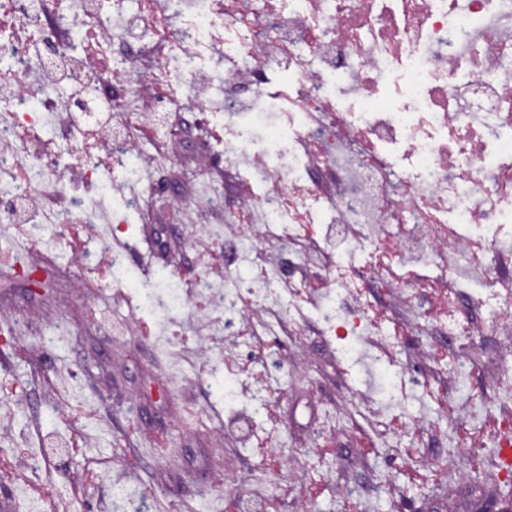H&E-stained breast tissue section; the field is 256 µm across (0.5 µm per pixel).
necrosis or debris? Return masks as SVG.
<instances>
[{
  "label": "necrosis or debris",
  "instance_id": "4bbe7bcc",
  "mask_svg": "<svg viewBox=\"0 0 512 512\" xmlns=\"http://www.w3.org/2000/svg\"><path fill=\"white\" fill-rule=\"evenodd\" d=\"M203 0H0V218L40 238L46 225L76 216L87 237L74 259L92 271L111 267L115 287L137 248L100 247L111 227L110 200L138 209L155 192L151 170L177 149L172 118L193 114L199 125L224 124L223 148L203 158L197 204H228L242 224L244 262L256 241L275 236L296 252L310 224H343L341 242L323 273L317 317L330 336L347 323L330 305L340 291L368 305L364 282L395 284L396 261L420 269L401 289L413 300L425 286L447 297L436 319L448 336L468 335L471 322L450 301L469 271L484 285L473 298L486 311L479 327L502 337L512 355V0H235L224 10ZM96 37L97 61L83 80L92 106L54 94L52 76L70 72L80 32ZM186 68L179 82L173 70ZM283 67L297 95L286 96L264 135L240 127L243 109L265 106L267 73ZM165 92L156 101L153 89ZM157 128L151 151L131 131L143 117ZM51 131L56 152L79 157L59 166L40 144ZM295 142L297 166L281 167L276 147ZM122 159V182H93L100 150ZM243 169L253 193L225 202L210 174L213 157ZM96 183L95 194L82 185ZM371 245V261L356 258ZM262 281L221 275L204 306L222 312L216 329L235 333L246 312L261 308L271 333L300 332L306 279L291 300Z\"/></svg>",
  "mask_w": 512,
  "mask_h": 512
}]
</instances>
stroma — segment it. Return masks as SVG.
<instances>
[{"mask_svg":"<svg viewBox=\"0 0 512 512\" xmlns=\"http://www.w3.org/2000/svg\"><path fill=\"white\" fill-rule=\"evenodd\" d=\"M209 150L208 137L180 130L174 159L154 174L155 195L126 217L141 242L125 271L144 284L138 297L114 287L107 267L94 272L97 287H82L83 271L57 247L69 225L15 246L13 225L0 222V432L7 439L0 456L12 461L10 476L0 477V512L19 481L38 491L44 512H136L143 500L150 512H226L231 499L238 512H265L272 500L279 512H346L348 488L357 489L361 512H512L489 426L512 418V408L486 407L501 373L499 339L475 332L449 344L436 333L418 334V322L438 305V289L407 303L371 288L377 310L404 329L382 363L367 351L370 335L359 337L357 355L343 362L313 317L302 335L271 337L261 333L256 311L243 334L228 337L199 333L190 310H153L149 290L161 277L196 296L214 278L213 270L198 268L184 223L211 229L218 249L237 255V225L224 209L194 208L197 189L182 180ZM131 300L137 324L116 329L90 316ZM146 324L166 332L169 348L158 351L154 339L142 338ZM439 348L444 357H435ZM224 349L242 364V385L264 384L267 406L225 402L210 378ZM275 349L288 355L281 386L265 374ZM399 368L423 375L426 390L410 409L382 411L379 376ZM353 395L363 402L346 410ZM75 403L87 415L74 428L66 414ZM428 414L437 424L423 423ZM392 419L403 429H388ZM466 431L474 440H463ZM75 436L84 444L79 454L65 447ZM245 439L276 441L278 467L256 477L263 455L240 454ZM329 443L336 451L323 455ZM26 452L36 456L33 467L20 462ZM313 482L321 492L311 499L301 489ZM121 485L129 502L112 498Z\"/></svg>","mask_w":512,"mask_h":512,"instance_id":"35a3bbf8","label":"stroma"}]
</instances>
